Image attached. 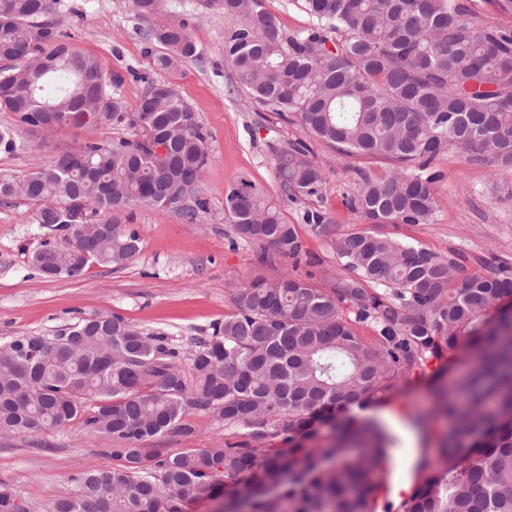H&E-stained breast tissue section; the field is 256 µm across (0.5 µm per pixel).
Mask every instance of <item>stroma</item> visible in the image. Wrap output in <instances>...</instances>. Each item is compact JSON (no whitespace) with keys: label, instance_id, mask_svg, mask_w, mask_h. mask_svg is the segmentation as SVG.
Returning a JSON list of instances; mask_svg holds the SVG:
<instances>
[{"label":"stroma","instance_id":"1","mask_svg":"<svg viewBox=\"0 0 512 512\" xmlns=\"http://www.w3.org/2000/svg\"><path fill=\"white\" fill-rule=\"evenodd\" d=\"M66 40L106 65L115 75L109 90L135 111L150 83L172 79L210 132V156L201 185L207 202L195 223L177 209L136 206L126 222L136 229L140 252L121 266L91 265L77 280L48 279L28 262L29 253L46 239L37 207L15 198L0 202V341L14 336H47L82 317L114 313L140 328L163 332L181 352L212 332L232 309L227 292L239 279H274L295 269L299 274L335 273L334 234L370 229L421 244L444 256H458L461 272L480 274L486 264H512V181L500 179L489 160L449 151L435 161L442 177L434 186L437 208L429 224L365 225L346 206L359 188L360 172L384 174L389 162L349 157L320 140H307L310 156L322 169V195L294 201L282 192L272 146L302 138L297 125L232 92L233 70L224 58V30L231 18L207 8L206 0H162L158 13L139 18L129 0H58L47 18ZM172 21L185 22L199 51L175 74L157 69L156 44L150 33ZM22 150L0 152V170L29 174L56 152L88 141L102 144L130 136L126 127L65 128L53 136L21 130ZM262 187L286 222L297 225L306 253L300 265L282 258L261 259L257 246L235 240L224 208L228 188L240 178ZM322 211L330 219L321 234L304 219ZM467 366L452 353L445 366L431 364L412 386H399L367 408L389 437L386 463L390 499L409 492L420 462H433L448 436V420L433 404L435 392ZM197 432L185 438L168 433L154 440L157 448H210L223 444V425L193 413ZM110 441L90 436L81 421L38 434L0 433V484L8 486L26 512H51L53 503L77 493L74 478L87 470L110 471Z\"/></svg>","mask_w":512,"mask_h":512}]
</instances>
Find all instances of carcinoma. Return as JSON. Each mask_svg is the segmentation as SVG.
Instances as JSON below:
<instances>
[{
  "label": "carcinoma",
  "instance_id": "carcinoma-1",
  "mask_svg": "<svg viewBox=\"0 0 512 512\" xmlns=\"http://www.w3.org/2000/svg\"><path fill=\"white\" fill-rule=\"evenodd\" d=\"M57 0H0V110L20 127L127 125L132 138L87 142L17 178L0 172V201L39 205L51 239L30 255L46 278H81L140 250L123 221L135 205L206 209L201 179L209 133L171 81L148 86L134 112L108 90L105 64L39 23ZM161 0H131L147 18ZM234 19L224 58L252 102L288 112L307 136L340 153L393 163L361 174L351 209L367 224H423L437 201L432 164L459 149L512 172V34L464 0H303L314 27L289 35L262 0H208ZM155 65L172 73L197 56L185 24L150 33ZM171 144L154 156L155 140ZM0 130V150L21 143ZM283 193L320 195L322 170L297 140L272 148ZM235 236L262 258L299 259L303 240L264 191L242 178L225 197ZM62 234L64 244L54 237ZM336 274L317 283L286 272L241 281L232 310L188 367L165 334L118 315L81 318L52 334L0 343V429L42 433L83 418L116 444L108 472L74 477L78 494L53 512H184L224 497V512H378L390 448L355 423L397 386L448 354H476L436 397L453 421L441 461L422 465L412 492L383 512H512V318L489 316L512 298V267L458 276L459 263L391 235L349 230L331 239ZM367 327L362 336L357 327ZM194 412L224 423V447L172 450L144 443L195 433ZM279 439L284 448H272ZM0 485V512H24Z\"/></svg>",
  "mask_w": 512,
  "mask_h": 512
}]
</instances>
